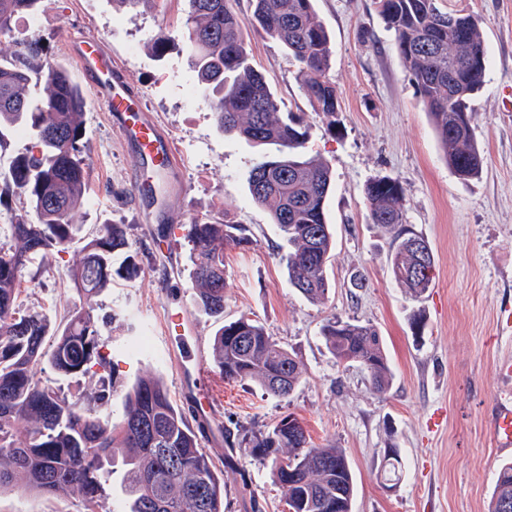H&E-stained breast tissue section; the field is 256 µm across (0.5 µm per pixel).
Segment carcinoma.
<instances>
[{"instance_id": "cac0c4a2", "label": "carcinoma", "mask_w": 512, "mask_h": 512, "mask_svg": "<svg viewBox=\"0 0 512 512\" xmlns=\"http://www.w3.org/2000/svg\"><path fill=\"white\" fill-rule=\"evenodd\" d=\"M44 0H0V34L12 32L20 14H37ZM187 52L198 84L207 93L219 130L246 142L268 145L247 172L251 200L270 210L288 243L280 256L288 283L311 303L328 298L327 263L335 241L326 222L333 186L332 164L304 152L302 121L280 111L276 93L252 64L242 38L236 0H187ZM379 14L393 31L398 53L444 149L448 168L463 180L480 177L484 156L475 137L467 100L483 85L485 49L478 19L444 12L438 0H377ZM250 23L279 41L297 65V78L315 111L334 123L339 109L336 87L328 78L331 38L313 0H249ZM42 85L37 98L32 83ZM19 132L33 146L11 157L0 171V204H21L11 225V244L0 247V492L23 481L30 490L74 495L92 509L123 469L127 512H224V485L203 452L205 432L196 410L184 411L155 377L138 379L124 395L118 426L103 414L117 384L110 354L104 351L95 320V299L114 276L138 270L126 226L99 224L80 235L75 214L85 202L87 163L84 97L67 67L43 56L34 42L0 43V149ZM364 199L372 223L393 233L389 267L412 264L402 246L424 238L403 223L405 193L397 179L369 181ZM34 213L35 219L28 218ZM249 229L219 218L188 225L190 279L197 310L218 325L214 362L232 382H256L267 394L286 398L299 384V362L269 336L263 324L246 315L224 320L227 275L224 249L251 243ZM83 256L71 272L78 301L63 322L18 303L22 273L35 259L46 261L73 242ZM124 259L115 265L116 257ZM433 253L416 283L393 279L417 298L430 287ZM320 334L339 362H356L370 374L372 388L384 392L392 372L384 339L371 324L333 316ZM51 344H46L47 337ZM91 386L66 395L37 367ZM26 426L23 442L15 425ZM229 447L250 448L271 459V473L285 489L294 512H352L355 482L339 448L311 444L303 425L282 417L267 430L224 429ZM492 512H512V462L496 475Z\"/></svg>"}]
</instances>
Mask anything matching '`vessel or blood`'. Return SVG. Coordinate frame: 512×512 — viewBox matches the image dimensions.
<instances>
[{
	"label": "vessel or blood",
	"instance_id": "b4317fda",
	"mask_svg": "<svg viewBox=\"0 0 512 512\" xmlns=\"http://www.w3.org/2000/svg\"><path fill=\"white\" fill-rule=\"evenodd\" d=\"M80 75L95 88L103 100L121 137L134 145L143 160L158 168L171 167L175 149L171 138L164 135L142 105L134 103L112 77V56L94 37H83L70 47ZM491 430L499 452L512 451V394L499 397Z\"/></svg>",
	"mask_w": 512,
	"mask_h": 512
}]
</instances>
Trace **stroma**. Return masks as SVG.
Returning <instances> with one entry per match:
<instances>
[{
	"instance_id": "1",
	"label": "stroma",
	"mask_w": 512,
	"mask_h": 512,
	"mask_svg": "<svg viewBox=\"0 0 512 512\" xmlns=\"http://www.w3.org/2000/svg\"><path fill=\"white\" fill-rule=\"evenodd\" d=\"M445 11L478 16L487 55L485 83L471 102L474 133L485 156L479 179L465 181L444 160L429 114L397 53L376 0H315L332 38L328 72L340 109L328 124L302 92L297 67L276 40L243 25L253 65L274 89L282 111L308 126L307 150L333 165L334 190L326 219L336 247L331 284L322 304L306 301L288 284L278 254L285 242L268 208L251 202L245 175L263 154L236 135L217 130L181 46L156 58L157 34L182 38L186 0H45L36 19L21 17L13 37L39 40L44 55L77 63L73 40L92 35L110 52L118 80L144 104L178 158L166 175L181 192L159 210L150 195L132 191L148 180L150 164L124 144L89 83L85 98L86 201L76 214L85 230L105 222L128 227L139 269L114 278L98 298L101 338L119 379L105 413L123 419L124 393L138 378L160 379L185 407H205L207 392L182 389L184 367L164 331L168 303H183L205 358L213 356L215 327L194 304L185 237L167 243L170 226L187 229L197 218L247 225L252 242L224 253L228 286L224 315L260 321L299 361L302 377L286 398L254 382L218 380L217 400L201 446L224 480L225 512H288L270 465L237 449L224 467V430L267 429L285 415L304 425L316 446L341 448L355 478L353 512H490L497 469L488 419L508 383L501 363L512 362V0H439ZM401 181L406 224L429 243L434 281L412 298L388 267L391 235L369 218L365 184L378 177ZM77 249L33 262L22 275L24 306L59 320L75 299L70 271ZM362 287H354V278ZM422 313L421 339L411 317ZM369 322L384 338L393 380L381 393L367 371L337 361L320 328L327 318ZM397 449L401 480L387 488L385 453ZM0 512H85L72 496L45 497L18 488L0 492Z\"/></svg>"
}]
</instances>
